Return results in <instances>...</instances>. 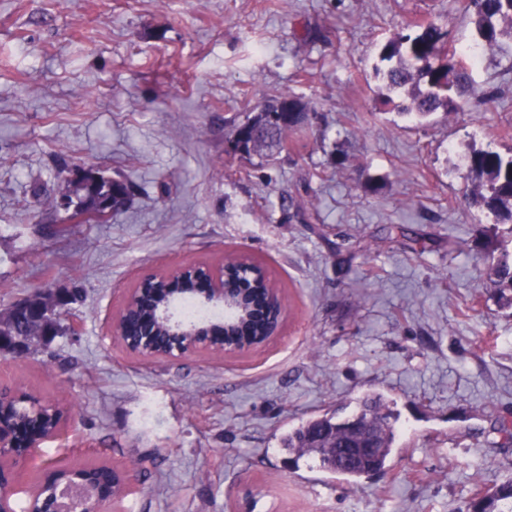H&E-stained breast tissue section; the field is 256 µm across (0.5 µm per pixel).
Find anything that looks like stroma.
Segmentation results:
<instances>
[{
    "instance_id": "1",
    "label": "stroma",
    "mask_w": 512,
    "mask_h": 512,
    "mask_svg": "<svg viewBox=\"0 0 512 512\" xmlns=\"http://www.w3.org/2000/svg\"><path fill=\"white\" fill-rule=\"evenodd\" d=\"M422 19L474 41L463 0H0V313L43 284L85 292L77 334L0 359V383L72 411L37 463L127 470L122 512H459L512 477V308L462 160L512 154V36L473 72L494 100L418 120L374 67ZM285 92L307 137L272 165L228 154ZM63 163L132 181L131 205L70 223ZM231 252L287 305L261 349L145 360L107 337L141 274ZM367 391L398 414L385 471L352 486L282 448Z\"/></svg>"
}]
</instances>
